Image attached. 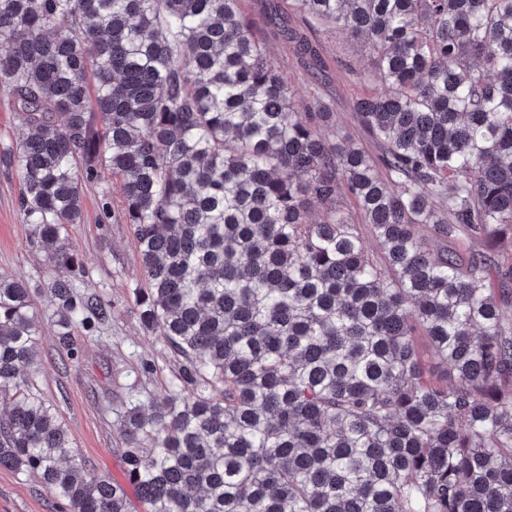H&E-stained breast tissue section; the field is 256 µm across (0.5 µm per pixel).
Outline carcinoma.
Masks as SVG:
<instances>
[{"label": "carcinoma", "instance_id": "1", "mask_svg": "<svg viewBox=\"0 0 512 512\" xmlns=\"http://www.w3.org/2000/svg\"><path fill=\"white\" fill-rule=\"evenodd\" d=\"M288 6L372 51L387 91L353 108L378 156L322 95L294 107L241 0H0V93L26 133L0 164L56 272L0 274V468L64 512L134 509L22 378L31 291L69 359L75 328L112 318L68 241L104 170L141 324L178 358L163 397L118 418L144 512H512V261L494 253L512 236V0ZM337 204L343 208L349 209L352 212L354 219L363 228L364 244H365L366 248L375 258L380 259L383 256L382 247L379 244V241L370 232L368 225L362 224L361 216H360L359 212L357 211L356 206L354 205L353 201L349 197L342 196L339 198Z\"/></svg>", "mask_w": 512, "mask_h": 512}]
</instances>
